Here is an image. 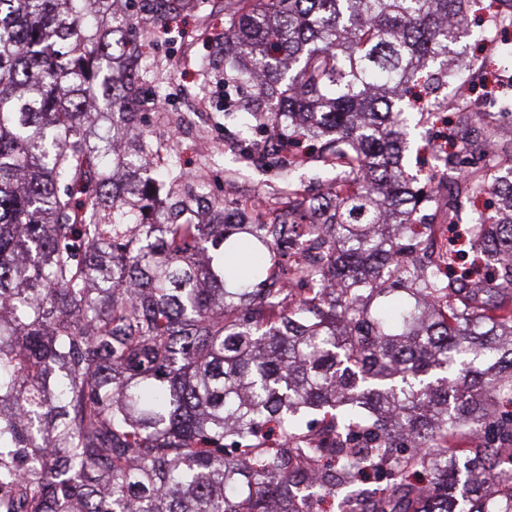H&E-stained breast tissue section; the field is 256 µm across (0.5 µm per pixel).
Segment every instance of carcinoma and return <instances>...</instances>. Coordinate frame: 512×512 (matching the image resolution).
Here are the masks:
<instances>
[{
    "label": "carcinoma",
    "mask_w": 512,
    "mask_h": 512,
    "mask_svg": "<svg viewBox=\"0 0 512 512\" xmlns=\"http://www.w3.org/2000/svg\"><path fill=\"white\" fill-rule=\"evenodd\" d=\"M478 2L224 0V90L288 191L242 223L140 124L133 21L202 0H0V512H512V112L454 107L443 263L402 162ZM305 139L336 169L308 201ZM281 230L283 239L287 240L297 263L303 266L309 256L314 252L311 250L312 243L317 238L315 225L312 224H277Z\"/></svg>",
    "instance_id": "carcinoma-1"
}]
</instances>
